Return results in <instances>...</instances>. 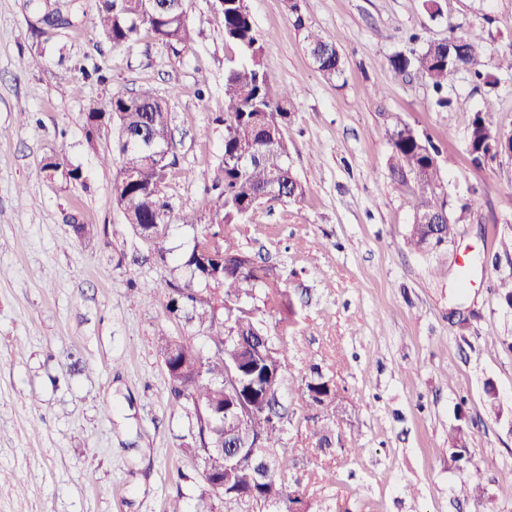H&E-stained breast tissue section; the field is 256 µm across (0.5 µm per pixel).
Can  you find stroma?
Returning a JSON list of instances; mask_svg holds the SVG:
<instances>
[{
  "instance_id": "stroma-1",
  "label": "stroma",
  "mask_w": 512,
  "mask_h": 512,
  "mask_svg": "<svg viewBox=\"0 0 512 512\" xmlns=\"http://www.w3.org/2000/svg\"><path fill=\"white\" fill-rule=\"evenodd\" d=\"M73 24L46 26V0H0V512H195L200 462L183 458L194 405L173 402L158 334L202 329L169 313V285L184 281L175 255L205 234L224 143V72L239 61L226 43L218 0H190L194 40L175 48L150 32L122 46L94 28L96 0H59ZM344 63L329 80L306 56L283 0H248L265 39L264 68L293 88L283 128L288 164L304 183L295 201L263 202L249 221L219 232L261 257L310 300L285 316L262 294L243 304L288 343L284 386L310 365L336 385L344 445L310 451L311 411L297 407L282 445L314 512H512V307L498 284L512 277V154L474 166L466 120L493 101L492 124L512 134V0H300ZM481 32L479 67L495 86L459 73L448 109L418 73L390 57L410 35ZM82 85L61 95L57 77ZM149 90L169 105L174 165L163 187L175 221L173 257H153L116 203L115 131L88 135L84 116L112 95ZM404 121L444 157L448 215L459 226L447 252L406 242L407 189L391 176L386 126ZM64 156L80 180H47L46 157ZM478 188L481 202L461 210ZM93 224L94 236L72 227ZM444 276H436V267ZM467 317L459 326L458 317ZM494 387L500 407H485ZM466 433L483 472L481 496L457 503L466 478L448 433Z\"/></svg>"
}]
</instances>
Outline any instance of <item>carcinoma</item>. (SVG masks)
<instances>
[{
  "mask_svg": "<svg viewBox=\"0 0 512 512\" xmlns=\"http://www.w3.org/2000/svg\"><path fill=\"white\" fill-rule=\"evenodd\" d=\"M295 26L304 32L308 55L316 70L328 79L343 74V62L333 42L312 25L301 13L299 0H284ZM168 3L160 0L161 10H145L139 0H99L95 28L100 37L117 46L135 38L143 29L154 34L157 41L174 47L193 41L187 20V9L175 2L170 11L163 10ZM224 41L235 45L242 60L229 66L224 74V152L222 175L213 185L216 199L209 210L208 223L213 226L233 224L248 217L267 191L275 189L288 200L304 196L305 186L288 165V144L279 134L281 126L291 119L296 94L290 87L275 85L262 67L265 42L259 33L246 0H224ZM482 37L471 32L448 45L444 40L430 41L419 53L399 52L389 59L393 72L407 75L417 71L424 75L438 94L435 105L448 107L443 91L462 71L476 79L485 76L476 68ZM118 121L115 151L121 162L137 171V180L123 187L118 202L122 204L129 224H140L151 230L149 243L153 252L167 259L169 224L172 223L168 203L162 195L170 161L144 162L140 155L148 140H172L170 111L166 102L149 91L132 96L114 95L104 105ZM488 111H477L467 119L468 136L473 138L472 162L482 164L478 150L488 151L492 145L500 151L512 149V137L502 140V134L487 121ZM384 135L392 149L393 179L408 191L412 215H432L441 218L448 213V194L444 191L440 174L439 149L422 138L409 124L398 121L385 128ZM52 169L55 175L67 180L80 178L78 169L68 168L64 157L48 158L42 170ZM159 226L153 229L151 224ZM432 231L428 224H410L408 244L415 250L425 247ZM178 268L188 274L182 285L171 288L166 309L170 313H185L186 319L202 327L214 348L213 355L203 358L190 340L181 336L160 333V350L165 365L169 395L175 402L183 399L193 402L197 435L180 445L183 455L201 462L210 470L203 494L219 500L235 497L239 488L250 489L256 482L255 471L248 456L263 457L276 450L272 460L271 478L260 484L252 500L253 512H269L266 504L276 501L281 512H289L288 495L292 488L288 474L296 464L293 448L282 447L286 429L294 411L283 401V367L288 359L287 343L266 331L263 321L241 307L242 298L261 291L277 296L289 314L293 304L281 281L265 265L257 263L225 240H220L212 251L203 254L190 248L178 258ZM201 282L202 288L194 287ZM221 289V309L234 310L232 318L215 312V300L209 286ZM238 348L233 365L238 368L245 385L240 394L252 389L262 395L263 405L257 407L242 424L224 419L220 413L227 404L224 389V350ZM321 368L311 365L296 384V394L302 406L324 415L321 424L313 429L314 451L326 454L325 447L337 437L336 415L332 411L336 401V386L327 385ZM238 442L244 446L247 458L240 463L234 483L224 487V458L219 448ZM448 448L452 457L467 471V480L460 492L464 497L483 491L481 469L471 462L464 431L457 427L448 433Z\"/></svg>",
  "mask_w": 512,
  "mask_h": 512,
  "instance_id": "obj_1",
  "label": "carcinoma"
}]
</instances>
